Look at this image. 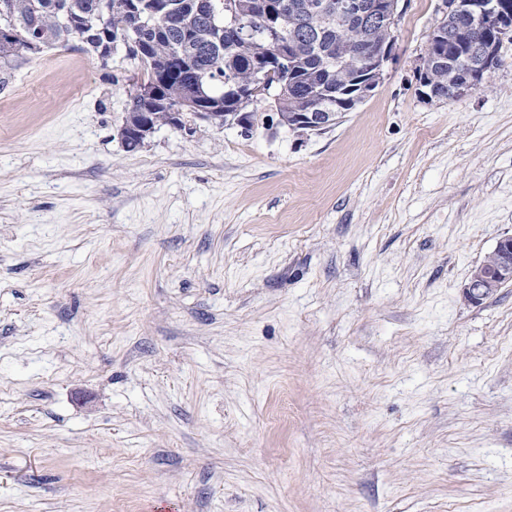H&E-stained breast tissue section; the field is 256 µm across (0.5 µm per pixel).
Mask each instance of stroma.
Returning a JSON list of instances; mask_svg holds the SVG:
<instances>
[{
	"mask_svg": "<svg viewBox=\"0 0 512 512\" xmlns=\"http://www.w3.org/2000/svg\"><path fill=\"white\" fill-rule=\"evenodd\" d=\"M440 0L320 134L188 120L79 40L0 59V512H512V44L425 98ZM499 58L494 46L487 48L473 62L468 56H465L463 59L464 71L463 73L457 72L459 78L455 82L445 78L443 84L436 85L434 89L430 86V89L433 91L432 98L438 100H458L480 89L487 83L492 71L499 66ZM512 281V237L501 239L481 264L470 273L463 287L464 295L472 302H480L496 290L498 281Z\"/></svg>",
	"mask_w": 512,
	"mask_h": 512,
	"instance_id": "obj_1",
	"label": "stroma"
}]
</instances>
